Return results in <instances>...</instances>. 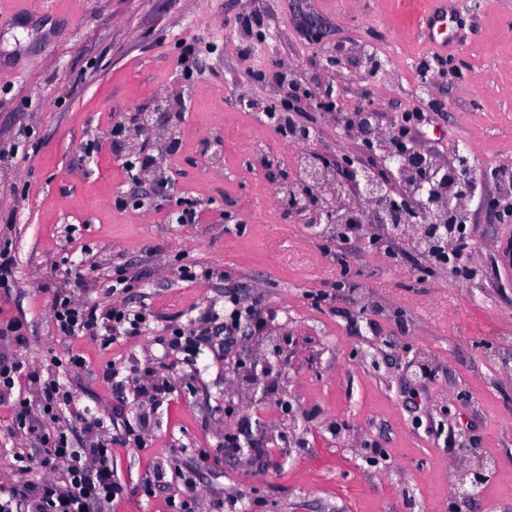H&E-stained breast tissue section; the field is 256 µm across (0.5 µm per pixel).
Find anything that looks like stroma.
<instances>
[{
    "label": "stroma",
    "instance_id": "stroma-1",
    "mask_svg": "<svg viewBox=\"0 0 512 512\" xmlns=\"http://www.w3.org/2000/svg\"><path fill=\"white\" fill-rule=\"evenodd\" d=\"M469 5L448 0L450 38L437 47L423 0H0V243L16 260L0 325L20 326L0 335V361L28 367L0 391V484L20 454L30 482L50 474L39 433L16 434L13 421L23 402L40 417L35 378L52 372L79 398L60 415L70 446L112 450L123 493L108 512H171L174 501L192 512L219 501L237 512H512V220L483 205L494 183L468 203L467 277L364 229L344 242L311 236L272 208L269 171L216 150L235 122L293 172L284 140L244 101L319 81L332 83L335 109L303 100L295 113L319 157L361 154L344 129L355 112L385 127L431 102L443 109L416 144L443 161L449 145L471 148L481 173L508 161L512 0H485L477 15ZM191 41L200 58L183 71ZM361 44L385 74L366 76ZM401 52L454 69L422 100ZM161 97L172 111L154 112ZM148 111L155 132L180 129L158 157L160 184L134 179L125 162L138 144L112 137L119 118ZM180 198L195 221L171 223ZM185 264L208 278L185 281ZM118 274L133 286L108 294ZM66 296L151 319L115 341L65 337L51 308ZM229 296L254 316L228 347ZM203 315L213 331L198 335L197 359L172 354L171 329L197 332ZM94 417L101 431H88ZM484 458L482 491L457 501L459 474Z\"/></svg>",
    "mask_w": 512,
    "mask_h": 512
}]
</instances>
